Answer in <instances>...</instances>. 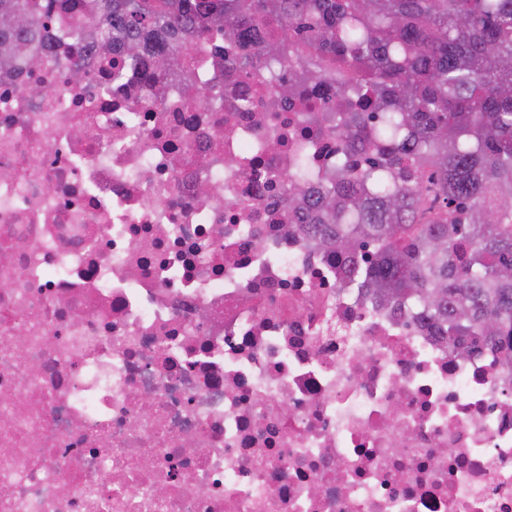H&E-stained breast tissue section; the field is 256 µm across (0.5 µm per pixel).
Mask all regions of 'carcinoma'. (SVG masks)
Listing matches in <instances>:
<instances>
[{
    "instance_id": "carcinoma-1",
    "label": "carcinoma",
    "mask_w": 512,
    "mask_h": 512,
    "mask_svg": "<svg viewBox=\"0 0 512 512\" xmlns=\"http://www.w3.org/2000/svg\"><path fill=\"white\" fill-rule=\"evenodd\" d=\"M98 48L148 55V79L201 50L212 29L288 68L272 86L306 92L342 67L336 178L306 194L307 152L276 174L299 230L334 255L349 282L454 341L512 359V0H90ZM280 26L296 36H272ZM45 18L30 0H0V63L27 57ZM316 55L295 67L296 41ZM362 151L369 164L355 166ZM466 204L470 222L456 221ZM366 243L374 260L354 256Z\"/></svg>"
}]
</instances>
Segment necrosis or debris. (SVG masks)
<instances>
[{
  "label": "necrosis or debris",
  "instance_id": "necrosis-or-debris-1",
  "mask_svg": "<svg viewBox=\"0 0 512 512\" xmlns=\"http://www.w3.org/2000/svg\"><path fill=\"white\" fill-rule=\"evenodd\" d=\"M41 4L43 65L0 68V512H512V362L288 229L274 175L335 157L302 119L328 86L276 96L214 32L148 82Z\"/></svg>",
  "mask_w": 512,
  "mask_h": 512
}]
</instances>
